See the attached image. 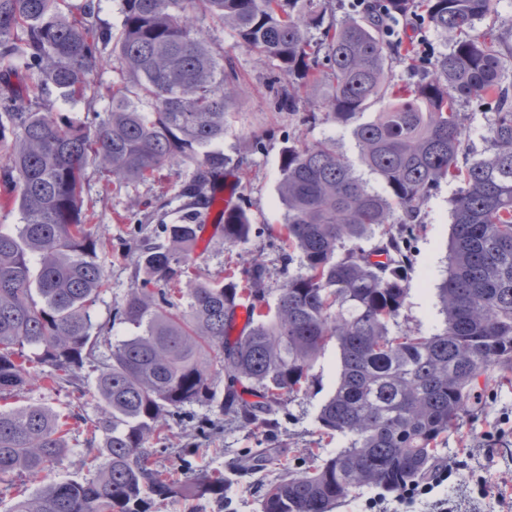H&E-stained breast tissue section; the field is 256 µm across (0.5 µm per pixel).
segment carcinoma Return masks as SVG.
<instances>
[{
  "label": "carcinoma",
  "mask_w": 512,
  "mask_h": 512,
  "mask_svg": "<svg viewBox=\"0 0 512 512\" xmlns=\"http://www.w3.org/2000/svg\"><path fill=\"white\" fill-rule=\"evenodd\" d=\"M492 2L380 0L371 13L327 23L321 0H122L114 34L94 22V0L78 14L70 0H0V59L27 71L15 87L0 74V206L21 215L15 229L0 227V400L16 396L39 366L50 368L53 385L80 390L88 365L99 408L79 459L93 477L16 493L9 512H162L180 495L224 499V473L195 469L193 450L180 474L156 469L149 442L194 404L245 427L270 423L283 394L307 390L332 341L340 369L318 422L345 445L271 485L262 512H333L356 490L397 492L431 470L435 448L474 408L478 378L492 368L512 373V95L500 38L474 34ZM190 9L229 26L240 46L288 78L282 108L297 111L302 93L322 87L318 108L351 127L362 164L389 189L383 196L369 188L334 138L284 150L282 243L302 264L273 311L259 305L262 264L240 278L230 267L219 282L199 278L191 264L202 241L200 208L214 204L211 180L230 164L220 149L224 115L241 86L194 28ZM381 11L397 20L421 11L452 44L423 57L408 44L406 59L426 72L413 86L390 73ZM109 42L122 79L106 115L84 121L44 104L53 87L94 109L91 75L99 45ZM381 99L386 108L361 120ZM471 101L492 113L489 146L462 164L460 107ZM186 161L194 172L181 189V223L162 225L163 242L139 245L142 281L111 317L136 334L102 355L92 308L110 284L83 197L87 167L119 191L158 182L164 168ZM446 178L461 187L447 271L435 289L443 321L424 335L398 318L410 236ZM223 216L225 242L248 238L243 208ZM379 227L383 239L365 249ZM244 302L249 325L232 340ZM216 374L224 375L222 391ZM76 421L70 411L0 405V478L63 465Z\"/></svg>",
  "instance_id": "carcinoma-1"
}]
</instances>
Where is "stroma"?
I'll list each match as a JSON object with an SVG mask.
<instances>
[{
    "label": "stroma",
    "mask_w": 512,
    "mask_h": 512,
    "mask_svg": "<svg viewBox=\"0 0 512 512\" xmlns=\"http://www.w3.org/2000/svg\"><path fill=\"white\" fill-rule=\"evenodd\" d=\"M192 22L224 58L232 60L243 85L241 95L227 112L223 150L231 160L228 175L236 187L233 200L245 209L252 224L249 237L233 245L221 235H212L208 249L195 253L193 264L201 278L220 281L228 267L243 269L260 262L267 270L264 300L271 304L288 277L300 267L299 258L285 257L280 242L284 216L279 195L283 151L299 140L313 143L331 136L350 161H357L358 152L348 127L323 118L306 125L300 113L280 109L277 92L287 88V78L239 47L229 28L199 14L193 15ZM408 34L431 53L441 54L451 48L450 42L422 15H412L397 27V42L389 60L393 78L400 84H414L422 77L421 71L403 57V39ZM191 173V167L182 164L163 170L161 177L168 192L161 196L152 184L142 182L113 191L95 169H88L83 195L96 202L90 227L103 242L98 261L110 282L109 292L93 308L98 324H108L111 308L137 281V242L131 237L132 228H140L142 237L150 238L159 221L174 223L183 204L179 191ZM459 187L455 180L439 182L423 206L421 222L411 239L410 294L400 320L424 334L432 333L441 321L434 290L447 266L453 200ZM338 368V350L335 344H328L312 370L313 386L307 394L283 396L271 429L246 428L222 415L218 418V433L205 440L198 437L195 424L209 414V407H186L182 416L173 421L163 450L155 453L152 461L155 467L175 469L180 464V449H196L194 462L198 468L223 471L224 497H176L164 512H260V500L269 486L303 465L335 455L343 442L324 434L317 415L335 389ZM476 400L474 412L449 431L437 448L438 463L452 467L451 477L438 494L447 497L449 506L461 507L463 512H502L498 495L512 492V380L501 377L498 371H489L478 381ZM16 401L69 409L92 420L98 415L93 392L82 394L71 387L54 389L41 376L26 386ZM250 448L267 449L262 468H245L244 455Z\"/></svg>",
    "instance_id": "35a3bbf8"
}]
</instances>
